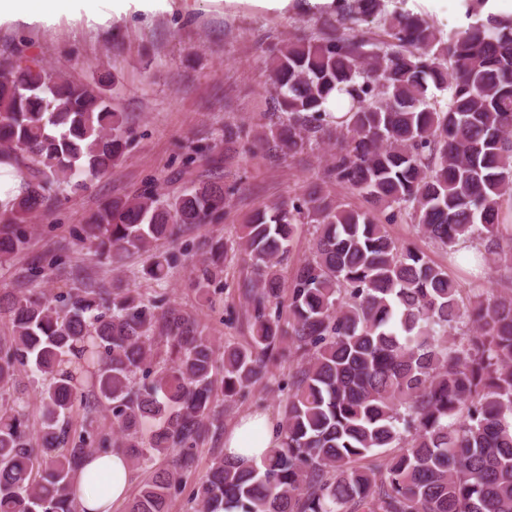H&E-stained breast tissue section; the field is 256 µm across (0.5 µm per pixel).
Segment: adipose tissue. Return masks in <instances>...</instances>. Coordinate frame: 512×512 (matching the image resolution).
<instances>
[{
	"label": "adipose tissue",
	"mask_w": 512,
	"mask_h": 512,
	"mask_svg": "<svg viewBox=\"0 0 512 512\" xmlns=\"http://www.w3.org/2000/svg\"><path fill=\"white\" fill-rule=\"evenodd\" d=\"M59 0H0V24L48 22L58 17ZM280 440L279 425L264 414H249L224 438L227 455L243 464L258 461ZM132 472L129 461L112 452L94 457L79 470L74 493L79 512H112L129 491Z\"/></svg>",
	"instance_id": "1"
}]
</instances>
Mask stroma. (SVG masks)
Returning a JSON list of instances; mask_svg holds the SVG:
<instances>
[{
  "label": "stroma",
  "mask_w": 512,
  "mask_h": 512,
  "mask_svg": "<svg viewBox=\"0 0 512 512\" xmlns=\"http://www.w3.org/2000/svg\"><path fill=\"white\" fill-rule=\"evenodd\" d=\"M314 22L303 21L295 0H163L152 11L130 8L121 16L87 25L60 18L56 23L32 26L0 25V68L22 59L59 69L88 84L106 80L112 106L128 119L131 144L112 170L92 179L79 193H63L43 207L29 224V245L11 265L0 267V292L38 288L54 295L87 283L111 287L121 279L125 288L152 294L154 282L141 269L145 257L126 259L113 271L93 249L77 245L72 227L86 223L90 214L115 196L153 187L173 196L192 184L217 180L232 186L223 217L200 224L177 239L161 243V250L179 254L166 289L176 303L216 344H247L251 336V307L239 288L250 270L239 256L228 255L222 281L208 297H199L192 285L194 266L212 241L232 242L256 210L275 200L301 195L325 164L323 149L305 159L273 157L261 148L238 147L228 162L207 164L194 149L210 146L224 153V128L249 126L266 109L263 82L268 47L295 34L317 33ZM400 243L426 251L447 267L461 287H468L470 265L434 247L411 221L389 227ZM64 254L58 266L50 259ZM46 265L44 276L33 277L35 264ZM297 363L271 365L248 398H217L219 416L198 445L196 483L215 457L224 453V436L243 416L265 413L281 419L284 396L278 381L294 374Z\"/></svg>",
  "instance_id": "stroma-1"
}]
</instances>
